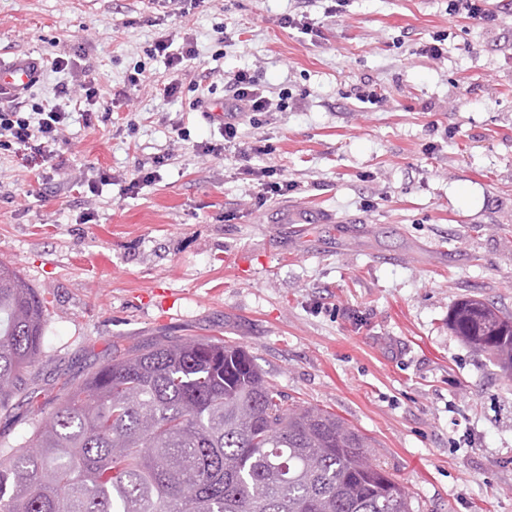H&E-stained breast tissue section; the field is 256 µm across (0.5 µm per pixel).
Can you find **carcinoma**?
<instances>
[{
	"instance_id": "obj_1",
	"label": "carcinoma",
	"mask_w": 512,
	"mask_h": 512,
	"mask_svg": "<svg viewBox=\"0 0 512 512\" xmlns=\"http://www.w3.org/2000/svg\"><path fill=\"white\" fill-rule=\"evenodd\" d=\"M45 311L0 263V407L41 356ZM448 328L512 376V317L467 298ZM55 403L27 444L0 448V512H411L366 436L287 404L221 339L130 348L64 381Z\"/></svg>"
}]
</instances>
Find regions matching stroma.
I'll return each mask as SVG.
<instances>
[{
	"label": "stroma",
	"instance_id": "obj_1",
	"mask_svg": "<svg viewBox=\"0 0 512 512\" xmlns=\"http://www.w3.org/2000/svg\"><path fill=\"white\" fill-rule=\"evenodd\" d=\"M325 5L205 0L177 22L147 0H0L1 59L74 60L100 85L92 126L71 115L47 175L0 149V262L47 303L24 376L41 408L15 396L0 443H24L62 381L128 346L215 337L289 400L371 437L413 512H512V378L448 328L467 297L512 316V0H487L491 25L448 0H352L333 17ZM291 11L323 39L281 28ZM182 28L199 57L166 99L149 51ZM437 33L443 56L420 57ZM140 66L149 80L117 117L112 89ZM243 68L286 104L241 119V142L268 147L249 163L294 185L263 205L246 162L199 156L220 129L189 109L195 83L221 102ZM366 84L379 96L364 103ZM169 151L176 164L124 193Z\"/></svg>",
	"mask_w": 512,
	"mask_h": 512
}]
</instances>
